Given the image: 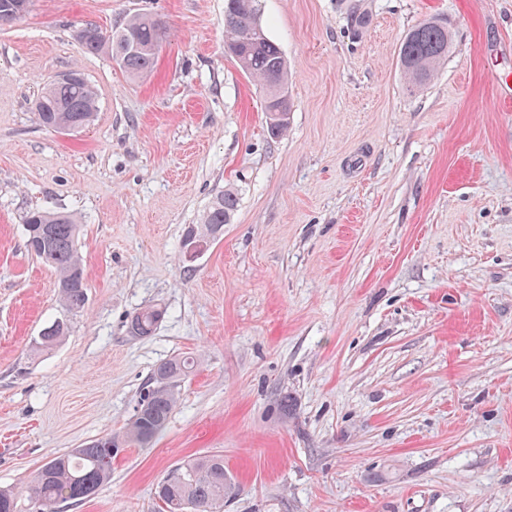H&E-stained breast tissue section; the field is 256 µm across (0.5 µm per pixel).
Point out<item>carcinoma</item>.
I'll use <instances>...</instances> for the list:
<instances>
[{
    "mask_svg": "<svg viewBox=\"0 0 512 512\" xmlns=\"http://www.w3.org/2000/svg\"><path fill=\"white\" fill-rule=\"evenodd\" d=\"M261 0H224V50L235 57L240 68L266 92L267 131L273 138L288 129L291 103L288 98V66L277 45L268 37L260 20ZM28 6L19 0H0V22L24 17ZM126 27L140 43L134 50L126 40L112 37V57L128 73L142 76L154 65L162 27L149 16H135ZM453 45L448 23L427 20L411 29L400 45L399 60L408 91L418 89L434 78L448 59ZM97 101L86 79L56 81L35 102L41 126L56 130L67 124L87 126L96 111ZM237 206L231 191L216 197L199 224L188 227L184 247L220 235ZM80 225L72 215L33 211L25 220L28 250L57 278L63 306L70 311L84 308L87 297L85 269L76 248ZM163 310L145 307L127 323L136 338L153 335ZM68 331L64 322L45 328L41 344L58 343ZM193 367L186 358L161 363L137 400L130 422L120 432L105 434L84 442L71 452L49 459L33 473L25 487L32 503L42 512H54L60 503L82 502L95 495L112 478V461L127 448L149 446L166 428L177 403V383ZM236 495V483L224 468V457L212 454L182 462L170 469L157 484L154 499L157 512H224V503Z\"/></svg>",
    "mask_w": 512,
    "mask_h": 512,
    "instance_id": "obj_1",
    "label": "carcinoma"
}]
</instances>
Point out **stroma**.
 <instances>
[{
  "label": "stroma",
  "mask_w": 512,
  "mask_h": 512,
  "mask_svg": "<svg viewBox=\"0 0 512 512\" xmlns=\"http://www.w3.org/2000/svg\"><path fill=\"white\" fill-rule=\"evenodd\" d=\"M261 5L280 138L224 52V0H32L0 24V489L123 429L190 357L164 433L60 512H156L168 470L210 454L238 485L224 512H512V0ZM138 13L166 29L143 77L77 38ZM431 17L455 46L411 93L400 44ZM74 69L93 121L41 127L35 99ZM227 190L230 224L187 253ZM35 210L77 218L81 311L26 247ZM148 306L162 322L132 337ZM162 318L163 310L155 307L142 308L135 312L128 320V332L136 338L150 337L157 329Z\"/></svg>",
  "instance_id": "stroma-1"
}]
</instances>
